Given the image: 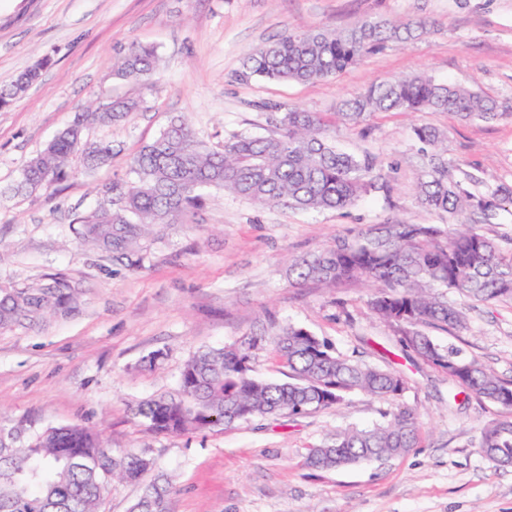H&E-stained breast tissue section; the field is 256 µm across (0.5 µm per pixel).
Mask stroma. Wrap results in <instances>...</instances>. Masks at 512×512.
I'll return each mask as SVG.
<instances>
[{
    "mask_svg": "<svg viewBox=\"0 0 512 512\" xmlns=\"http://www.w3.org/2000/svg\"><path fill=\"white\" fill-rule=\"evenodd\" d=\"M362 18L422 19L430 34L313 84L235 77L252 48ZM135 44L157 51L151 85L113 74L114 61ZM46 56L52 64L38 82L0 109V297L54 276L76 293L43 320L0 327L1 429L18 430L27 446L47 428L82 425L101 432L114 455L150 459L141 482L109 486L103 512H129L159 477L174 487L169 512H512V466L493 464L479 448L483 427L505 409L450 396L447 373L405 348L398 328L374 319L367 283L292 287L285 274L289 257L376 224H449L448 215L416 200L424 164L417 127L445 131L448 170L478 198L512 188V0H0V86ZM413 73L475 87L510 112L493 123L458 122L443 112L338 122L343 100ZM116 98L142 107L127 122L85 131L88 140L111 145V163L90 170L77 155L62 181L14 193L25 163L78 107ZM263 102L321 113L335 125L338 149L377 161L387 190L341 210L302 211L260 208L209 189L185 223L141 241L139 270L108 253L80 251L77 219L111 206V187L133 178L129 158L171 116H187L219 149L237 133L270 135ZM448 299L464 327H431L428 335L512 382V300L475 303L453 291ZM287 324L343 355L394 368L407 382L404 396L385 404L354 392L304 417L173 435L156 434L136 417L148 399L179 397L181 372L199 350ZM152 353L155 367L142 369ZM386 411L415 418L416 448L387 461L307 465L313 446L345 429L372 428Z\"/></svg>",
    "mask_w": 512,
    "mask_h": 512,
    "instance_id": "obj_1",
    "label": "stroma"
}]
</instances>
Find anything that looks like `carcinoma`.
I'll list each match as a JSON object with an SVG mask.
<instances>
[{"instance_id":"cac0c4a2","label":"carcinoma","mask_w":512,"mask_h":512,"mask_svg":"<svg viewBox=\"0 0 512 512\" xmlns=\"http://www.w3.org/2000/svg\"><path fill=\"white\" fill-rule=\"evenodd\" d=\"M429 25L361 20L334 32L311 29L249 50L237 79L313 83L340 73L364 56L391 44L424 40ZM157 71V53L133 46L115 63L117 78L149 85ZM31 69L0 87V106L22 97L39 79ZM135 101L118 99L108 112L82 111L23 168L15 190L26 192L66 175L69 159L83 158L96 169L112 159V149L90 145L82 132L87 123H120L138 110ZM274 134L235 135L212 150L183 115L171 118L155 139L130 158L136 179L121 193V206L100 210L78 221L85 250L112 253L135 271L141 267V238L167 224H180L202 207L204 190L222 188L259 207L284 205L304 211L342 209L361 196L383 190L377 163L342 152L320 114L265 103ZM379 112H445L459 120L486 122L502 117V105L472 88L437 82L424 75L383 80L344 101L338 117L359 125ZM419 141L430 147L417 202L455 218L446 228L395 220L365 233L342 236L331 244L293 258L288 283L331 286L365 279L378 286L370 300L381 321L404 329L403 342L418 357L448 373L452 385L476 398L512 409V384L476 359L444 349L423 331L432 326H460L462 315L448 302L452 289L468 298L492 302L512 298V251L478 231L468 211H486L494 202L477 200L462 183L448 178L444 135L418 127ZM71 288L61 278L40 288H20L0 299V326L34 321L64 307ZM271 349L288 367L290 381L269 382L254 375L256 352ZM407 389L396 370L383 369L335 351L308 330L288 324L273 335L250 336L237 345L200 351L181 373L180 399H150L137 408L158 434L230 427L255 417L304 415L337 406L351 392L379 401L400 399ZM419 443L415 419L405 412L383 413L371 429L345 430L312 448L308 464L332 469L361 460H387ZM480 449L495 464L512 459V419H498L481 432ZM149 460L129 451L115 459L97 434L81 426L49 428L26 447L0 431V512H101L114 479L138 481ZM169 481L148 485L130 512H169Z\"/></svg>"}]
</instances>
